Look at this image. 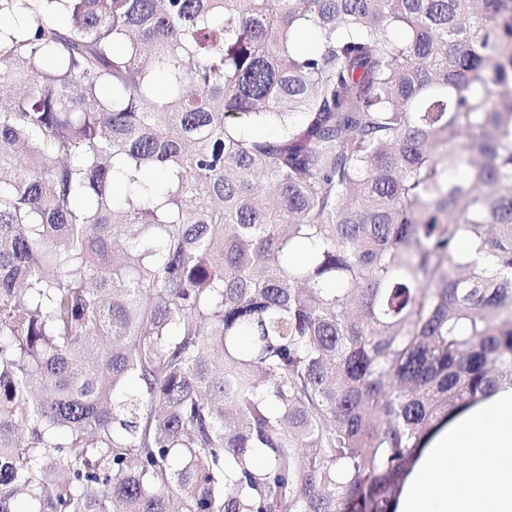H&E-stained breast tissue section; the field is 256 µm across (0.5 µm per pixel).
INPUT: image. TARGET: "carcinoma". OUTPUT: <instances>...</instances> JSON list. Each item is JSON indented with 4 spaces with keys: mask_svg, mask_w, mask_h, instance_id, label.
I'll return each instance as SVG.
<instances>
[{
    "mask_svg": "<svg viewBox=\"0 0 512 512\" xmlns=\"http://www.w3.org/2000/svg\"><path fill=\"white\" fill-rule=\"evenodd\" d=\"M0 15V512H392L512 386V0Z\"/></svg>",
    "mask_w": 512,
    "mask_h": 512,
    "instance_id": "obj_1",
    "label": "carcinoma"
}]
</instances>
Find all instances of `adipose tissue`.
Returning a JSON list of instances; mask_svg holds the SVG:
<instances>
[{"label": "adipose tissue", "mask_w": 512, "mask_h": 512, "mask_svg": "<svg viewBox=\"0 0 512 512\" xmlns=\"http://www.w3.org/2000/svg\"><path fill=\"white\" fill-rule=\"evenodd\" d=\"M394 512H512V386L455 409L421 440Z\"/></svg>", "instance_id": "1"}]
</instances>
